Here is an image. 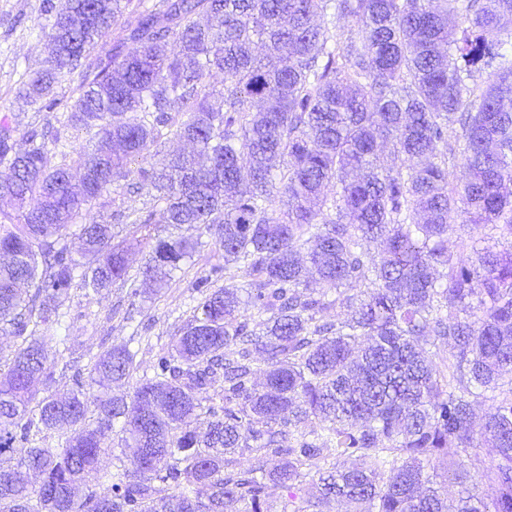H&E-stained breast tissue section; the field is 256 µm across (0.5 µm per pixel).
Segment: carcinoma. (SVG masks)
<instances>
[{
  "mask_svg": "<svg viewBox=\"0 0 512 512\" xmlns=\"http://www.w3.org/2000/svg\"><path fill=\"white\" fill-rule=\"evenodd\" d=\"M41 12L50 55L21 98L92 136L70 164L60 138L0 118V202L13 206L0 208V327L20 340L0 375V456L16 460L0 467V512H269L270 483L289 512L331 498L354 512H512V248L448 255L460 212L512 238V0H42ZM345 19L359 40L336 37ZM482 60L495 69L478 83ZM76 72L75 95L59 97ZM172 138L190 150H164ZM388 138L397 163L379 170ZM136 161L155 201L133 231L150 253L144 281L167 288L207 232L243 282L198 278L203 298L153 373L134 376L135 353L115 344L58 399L60 307L127 276L128 247L93 206ZM163 224L190 234L164 239ZM375 238L379 258L362 247ZM428 335L448 343L438 364L420 349ZM132 378L129 397L112 396ZM482 444L496 462L466 467ZM117 448L134 450V472L101 468ZM243 451L262 466L237 468ZM332 451L361 463L330 467ZM434 461L459 487L452 506Z\"/></svg>",
  "mask_w": 512,
  "mask_h": 512,
  "instance_id": "carcinoma-1",
  "label": "carcinoma"
}]
</instances>
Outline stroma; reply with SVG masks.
<instances>
[{
    "label": "stroma",
    "instance_id": "obj_1",
    "mask_svg": "<svg viewBox=\"0 0 512 512\" xmlns=\"http://www.w3.org/2000/svg\"><path fill=\"white\" fill-rule=\"evenodd\" d=\"M41 21V0H0V116L15 112L23 122L39 125L45 123L46 113L23 106L18 92L21 74L38 68L47 54ZM152 207L147 191L130 193L121 187L105 195L95 211L111 220L114 239L119 242L130 239L131 219ZM475 240L498 250L512 245V240L500 237L496 230L458 223L448 234V252L455 257L469 255ZM201 241L192 259L161 293L145 288L134 298L130 286L120 282L101 297L86 296L79 288L72 290L63 307L69 327L68 348L49 359L55 371L54 394L62 396L72 389V367L89 368L97 353L116 343L130 342L141 369H152L171 337L193 315L201 298L194 287L196 280L210 276L214 289L226 283L222 249L210 236H202Z\"/></svg>",
    "mask_w": 512,
    "mask_h": 512
}]
</instances>
